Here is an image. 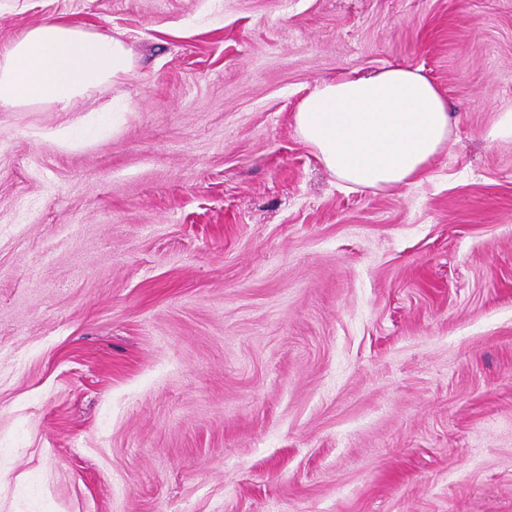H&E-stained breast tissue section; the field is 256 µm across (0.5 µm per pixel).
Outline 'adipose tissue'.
I'll return each instance as SVG.
<instances>
[{
  "label": "adipose tissue",
  "instance_id": "ef3b65f1",
  "mask_svg": "<svg viewBox=\"0 0 512 512\" xmlns=\"http://www.w3.org/2000/svg\"><path fill=\"white\" fill-rule=\"evenodd\" d=\"M133 68L122 40L50 19L0 53V109L68 106ZM297 131L337 180L389 190L420 179L449 147L454 121L438 88L420 70L388 66L317 82L300 102Z\"/></svg>",
  "mask_w": 512,
  "mask_h": 512
}]
</instances>
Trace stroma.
<instances>
[{"label": "stroma", "mask_w": 512, "mask_h": 512, "mask_svg": "<svg viewBox=\"0 0 512 512\" xmlns=\"http://www.w3.org/2000/svg\"><path fill=\"white\" fill-rule=\"evenodd\" d=\"M133 76L0 110V512H512V0H0ZM448 101L347 189L320 79ZM295 123L337 180L389 190L425 174L432 158L452 144L454 120L420 69L388 66L317 82L300 102Z\"/></svg>", "instance_id": "35a3bbf8"}]
</instances>
